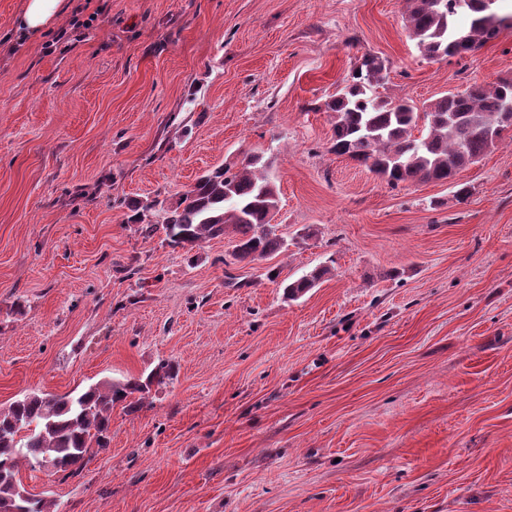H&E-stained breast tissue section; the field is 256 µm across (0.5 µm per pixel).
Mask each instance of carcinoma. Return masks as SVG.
<instances>
[{"label": "carcinoma", "mask_w": 512, "mask_h": 512, "mask_svg": "<svg viewBox=\"0 0 512 512\" xmlns=\"http://www.w3.org/2000/svg\"><path fill=\"white\" fill-rule=\"evenodd\" d=\"M499 0H411L406 18L408 37L429 60L462 59L496 39L512 14L500 16ZM470 21L461 26L459 17ZM387 67L366 54L345 85L326 104L335 114L329 151L345 156L397 187L429 181L454 182L512 130V80L470 84L465 90L431 101L422 112L409 101L376 95ZM424 122L425 133L413 130ZM259 154H248L236 170L219 166L199 176L174 202L147 200L133 204L132 221L141 234L161 231L173 246H194L206 239L233 234V255L240 261L264 258L285 247L271 223L279 192ZM158 210L163 221L153 222ZM316 267L293 281L281 282L283 295L297 300L327 274ZM173 376L170 364L153 369L145 381H106L85 391L63 395L29 393L0 408V512H55L51 499L31 497L17 479L20 465L38 468L52 461L54 472L82 470L91 443L107 447L112 407L157 381Z\"/></svg>", "instance_id": "cac0c4a2"}]
</instances>
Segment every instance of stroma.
<instances>
[{"label": "stroma", "mask_w": 512, "mask_h": 512, "mask_svg": "<svg viewBox=\"0 0 512 512\" xmlns=\"http://www.w3.org/2000/svg\"><path fill=\"white\" fill-rule=\"evenodd\" d=\"M65 2L49 54L58 29L18 42L0 0V408L175 374L113 407L79 475L21 467L27 490L58 512H512V141L394 189L330 153L325 110L367 53L378 96L418 107L512 77V28L431 61L409 0ZM248 153L286 250L130 222ZM330 268L328 266L316 267L309 273L299 277L296 280L281 282L283 295L291 301L297 300L314 288L327 274Z\"/></svg>", "instance_id": "35a3bbf8"}]
</instances>
